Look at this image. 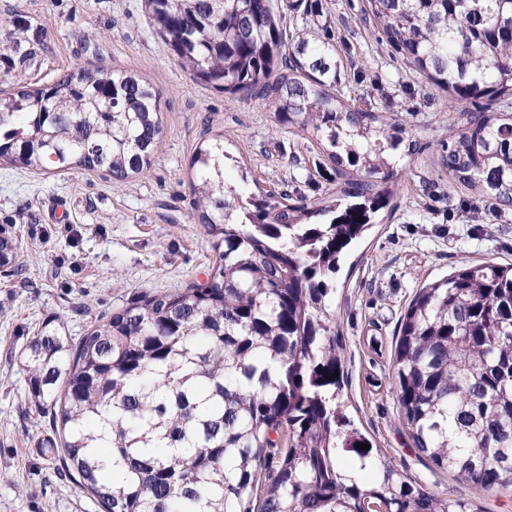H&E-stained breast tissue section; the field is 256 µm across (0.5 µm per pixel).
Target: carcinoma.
I'll list each match as a JSON object with an SVG mask.
<instances>
[{
    "mask_svg": "<svg viewBox=\"0 0 512 512\" xmlns=\"http://www.w3.org/2000/svg\"><path fill=\"white\" fill-rule=\"evenodd\" d=\"M365 19L430 84L475 109L446 143L448 179L512 207V0H366ZM153 30L194 78L267 100L309 131L343 178L315 206L224 182V136L191 164L197 218L214 234L206 283L143 296L75 345L43 326L22 354L61 456L104 512H476L424 490L351 427L339 400L333 299L343 251L387 207L402 129L336 92V50L288 41L276 0H145ZM161 93L104 66L0 96V160L103 171L115 182L157 152ZM338 377H332V374ZM393 382L415 448L456 480L512 484V263L463 266L416 293ZM357 460L339 471L341 453Z\"/></svg>",
    "mask_w": 512,
    "mask_h": 512,
    "instance_id": "obj_1",
    "label": "carcinoma"
}]
</instances>
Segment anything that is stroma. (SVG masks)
Listing matches in <instances>:
<instances>
[{
  "mask_svg": "<svg viewBox=\"0 0 512 512\" xmlns=\"http://www.w3.org/2000/svg\"><path fill=\"white\" fill-rule=\"evenodd\" d=\"M315 3V11L288 13V31L314 25L330 35L338 89L392 117L416 146L400 157L390 205L346 249L336 274L344 412L425 489L479 512H512V487L476 488L418 457L392 380L400 320L416 292L466 263L512 262V209L449 184L443 145L459 130V109L365 21L366 0ZM98 62L160 91L163 137L151 166L120 183L101 171L0 164V233L16 255L0 267V512H101L62 459L41 448L53 421L31 398L20 355L43 323L75 342L142 296L205 281L215 237L196 219L191 166L203 141L223 134L225 177L251 192L313 202L337 186L321 146L278 125L267 101L221 93L182 69L143 0H0V93Z\"/></svg>",
  "mask_w": 512,
  "mask_h": 512,
  "instance_id": "35a3bbf8",
  "label": "stroma"
}]
</instances>
